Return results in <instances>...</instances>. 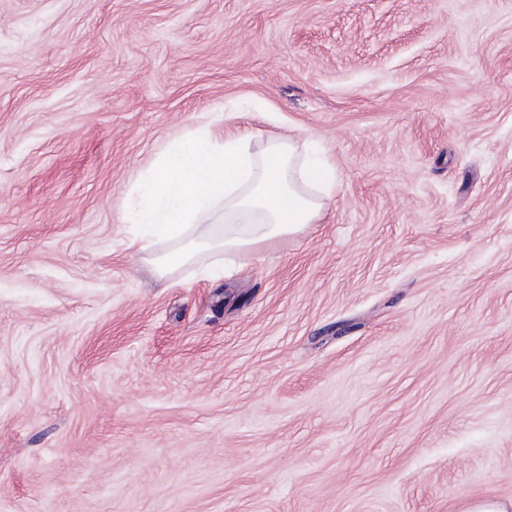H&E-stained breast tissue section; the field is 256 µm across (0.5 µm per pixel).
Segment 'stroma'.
<instances>
[{
  "mask_svg": "<svg viewBox=\"0 0 512 512\" xmlns=\"http://www.w3.org/2000/svg\"><path fill=\"white\" fill-rule=\"evenodd\" d=\"M307 146L299 234L158 278L170 140ZM512 500V0H0V512Z\"/></svg>",
  "mask_w": 512,
  "mask_h": 512,
  "instance_id": "obj_1",
  "label": "stroma"
}]
</instances>
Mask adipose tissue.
<instances>
[{
	"mask_svg": "<svg viewBox=\"0 0 512 512\" xmlns=\"http://www.w3.org/2000/svg\"><path fill=\"white\" fill-rule=\"evenodd\" d=\"M324 171L298 162L289 140L253 150L249 139L224 140L198 127L172 141L135 184L125 221L140 228V248L174 242L154 261L158 277L194 253L239 252L301 233L314 223L329 192Z\"/></svg>",
	"mask_w": 512,
	"mask_h": 512,
	"instance_id": "obj_1",
	"label": "adipose tissue"
}]
</instances>
